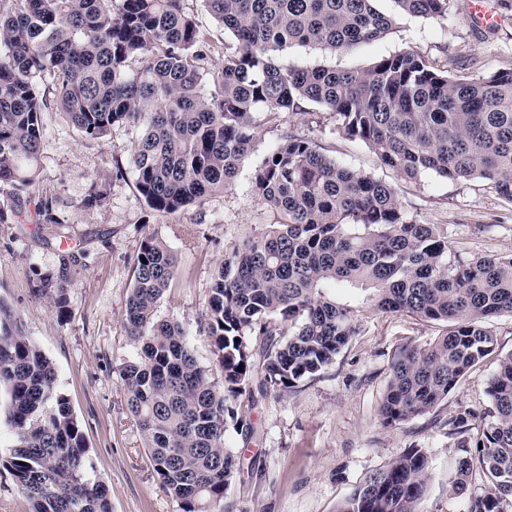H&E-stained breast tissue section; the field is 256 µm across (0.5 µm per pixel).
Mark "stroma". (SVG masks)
Here are the masks:
<instances>
[{
	"label": "stroma",
	"instance_id": "stroma-1",
	"mask_svg": "<svg viewBox=\"0 0 512 512\" xmlns=\"http://www.w3.org/2000/svg\"><path fill=\"white\" fill-rule=\"evenodd\" d=\"M374 6L396 18L384 38L343 53L293 46L285 58L299 68L359 69L415 50L473 78L512 68V19L494 30L484 28L470 18L466 0H451L444 18L400 13L395 0H374ZM258 120V137L232 186L171 216L152 214L135 188L132 170L120 178L113 175L116 164L126 163L137 129L116 126L105 138L92 140L56 114L46 120L34 190L15 196L0 190V200L23 212L20 223L0 224V299L55 365L59 389L81 424L113 512H180L155 479L119 379L120 366L138 354L123 314L139 243L145 233H155L178 257L175 286L159 301L157 316L182 324L199 363L214 369L205 316L213 274L234 247L279 222L278 212L255 193L253 177L289 130L308 135L342 165L390 184L408 220L446 229L450 252L512 256V201L481 181H454L431 172L406 181L333 124L314 126L305 115L289 112L262 113ZM95 183L106 199L90 206L86 200ZM41 196L54 199L64 226L37 224L34 204ZM77 244L87 253V266L71 274V314L62 320L47 297L34 292L33 272L57 268L60 255ZM444 329L430 320L365 310L356 335L318 376L283 396L258 399L255 407L240 404L239 413L250 415L257 433L249 437L231 430L226 435L227 447L241 458V474L225 498L226 512H335L366 476L409 447L424 449L430 459L432 480L422 512H466L467 495L448 488L460 450L444 423L463 411H487V383L498 357L512 352V317L494 323L497 353L484 358L431 414L391 429L377 412L398 350L433 340Z\"/></svg>",
	"mask_w": 512,
	"mask_h": 512
}]
</instances>
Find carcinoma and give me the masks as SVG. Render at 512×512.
Listing matches in <instances>:
<instances>
[{
    "label": "carcinoma",
    "instance_id": "1",
    "mask_svg": "<svg viewBox=\"0 0 512 512\" xmlns=\"http://www.w3.org/2000/svg\"><path fill=\"white\" fill-rule=\"evenodd\" d=\"M203 2L237 42L207 72L201 62L216 45L185 0H0V185L15 194L35 186L45 113L57 112L90 139L137 127L135 187L151 211L172 215L232 185L259 113L303 114L313 103L406 180L424 172L479 179L512 200V69L451 75L414 50L364 69H299L280 53L307 44L346 51L390 33L395 18L373 0ZM395 2L403 14L444 17L450 0ZM253 187L281 221L234 248L215 272L207 330L222 385L182 325L156 317L176 256L148 233L132 268L124 326L140 353L119 378L156 479L181 512H214L234 481L239 457L225 446L228 426L239 423L232 403L284 393L332 365L364 309L449 324L395 355L378 409L387 428L447 400L496 351L494 319L512 316L511 256L448 253L441 227L409 221L388 184L341 165L309 137L286 133L256 168ZM35 214L61 224L49 197L37 200ZM85 258L75 246L57 272L33 270L36 291L62 318L70 272ZM486 393L492 409L476 441L469 434L477 416L446 423L461 448L448 484L466 492L477 468L486 486L470 495L468 512H508L512 352L500 356ZM2 416L17 439L3 466L32 512H112L54 364L0 302ZM430 479L427 453L408 448L336 512H419Z\"/></svg>",
    "mask_w": 512,
    "mask_h": 512
}]
</instances>
